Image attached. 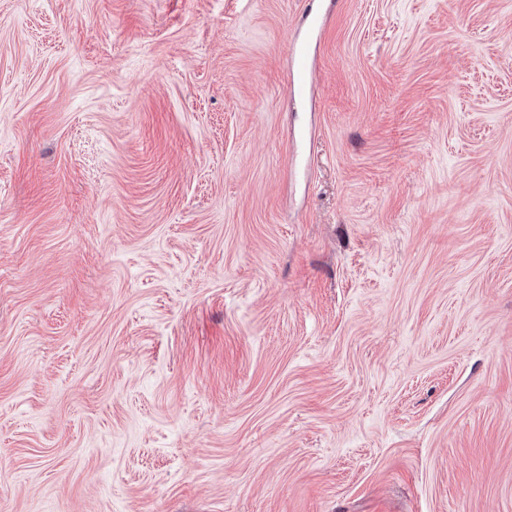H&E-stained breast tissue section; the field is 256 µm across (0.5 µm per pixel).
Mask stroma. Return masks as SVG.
Listing matches in <instances>:
<instances>
[{
    "mask_svg": "<svg viewBox=\"0 0 512 512\" xmlns=\"http://www.w3.org/2000/svg\"><path fill=\"white\" fill-rule=\"evenodd\" d=\"M308 6L0 0V512H512V0ZM291 58V85L290 90L294 97L305 99L310 92V81L313 60L306 44H297L290 51Z\"/></svg>",
    "mask_w": 512,
    "mask_h": 512,
    "instance_id": "1",
    "label": "stroma"
}]
</instances>
